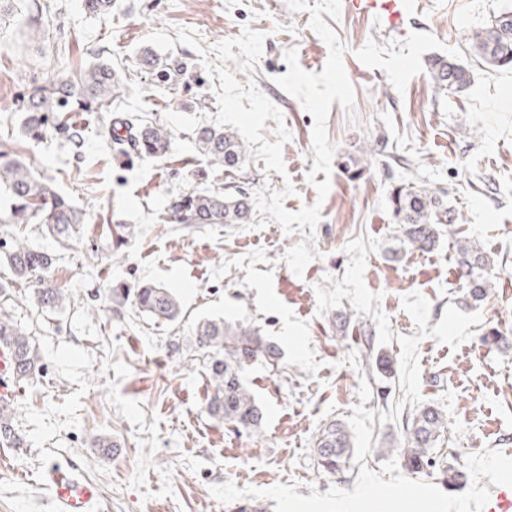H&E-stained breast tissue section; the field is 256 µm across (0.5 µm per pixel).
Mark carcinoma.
<instances>
[{
  "instance_id": "obj_1",
  "label": "carcinoma",
  "mask_w": 512,
  "mask_h": 512,
  "mask_svg": "<svg viewBox=\"0 0 512 512\" xmlns=\"http://www.w3.org/2000/svg\"><path fill=\"white\" fill-rule=\"evenodd\" d=\"M491 25L473 30L468 37L471 50L491 67L512 66V23L502 26L496 36ZM430 77L437 90L462 91L468 84L464 67L445 58L430 63ZM75 104L74 112H95L121 106L117 74L107 64L96 63L81 72L78 81L59 77L47 86L33 88L23 98V127L31 139L45 137L51 129L68 133L71 142L81 146V135L67 121V104ZM107 149L118 157L131 153L153 157L165 155L174 139L170 128L142 120L123 117L105 132ZM195 144L209 162L226 171L241 168L247 155L246 146L231 131L221 127L204 126L197 130ZM0 188L8 200V209L0 210V224H39L46 235L63 246L69 245L84 223L81 210L52 186L51 178L36 176L26 161L16 154L10 144L0 141ZM391 203L397 223L405 236L422 248H432L439 239L437 226L451 227L458 216L448 211V201L434 192L398 187L393 190ZM177 224H248L253 217L250 193L239 189L234 193L210 190L192 191L179 198L172 207ZM460 274L469 279V296L481 300L487 294L491 270L488 256L465 237L456 239ZM13 276L35 284L34 300L47 311L58 309L65 300L64 289L58 287L51 275L55 258L50 253L26 242H16L3 258ZM112 296L131 300L134 307L148 316L177 320L181 304L170 288L142 282L134 288L122 283L112 286ZM7 342L14 356V377L27 382L41 369V357L28 334L0 307V342ZM195 344L207 354V371L212 383L209 410L212 416L231 423L238 430L258 434L264 413L244 384L245 366L262 359H275L277 346L267 341L254 327L224 318L198 321ZM13 402L0 400V442L16 443L11 425ZM409 431L408 448L399 452L412 472H420L429 464V451L448 431L446 418L434 406H423L406 419ZM352 454L349 434L332 424L318 436L314 456L319 467L333 473L346 465Z\"/></svg>"
}]
</instances>
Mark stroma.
Segmentation results:
<instances>
[{"mask_svg": "<svg viewBox=\"0 0 512 512\" xmlns=\"http://www.w3.org/2000/svg\"><path fill=\"white\" fill-rule=\"evenodd\" d=\"M508 9L512 0H409L398 33L377 18L331 21L348 47L355 105L331 106L327 174L312 171V115L276 79L288 71L286 52L318 74L329 48L309 12L286 0H112L100 15L82 0H38L0 23V140L85 214L67 249L39 225L0 224V252L21 239L54 254L52 275L68 298L46 312L32 284L11 288L7 308L35 339L42 371L14 398L23 444L0 446V512H53L39 480L50 463L76 465L99 486L94 512H480L492 489L511 487L512 68L487 67L467 42ZM247 26L265 34L264 53L236 78L254 80L282 113L263 131L271 142L277 124L291 133L282 175L251 156L227 172L198 153L194 132L219 107L197 48L176 45L185 68L169 79L134 66L153 32L190 30L206 48ZM441 56L469 70L465 92L435 91L429 64ZM103 61L124 102L118 113H80L81 150L64 134H23L28 89ZM120 114L170 127V152L113 163L102 133ZM288 183L287 210L320 204L314 232H285L259 213L248 224L170 217L188 190L253 194ZM408 183L445 191L456 230L489 254L484 300L470 299L458 275L455 237L422 250L401 233L389 193ZM110 224L136 235L115 245ZM307 238L317 256L299 276L284 254ZM118 281L173 289L182 317L168 323L116 305L109 287ZM204 317L250 322L280 350L243 373L265 415L259 434L208 412L212 386L194 338ZM492 329L496 348L482 341ZM429 405L447 414L448 430L431 466L413 473L399 453L405 416ZM333 422L349 432L353 454L331 474L313 448ZM97 436L118 453L92 447Z\"/></svg>", "mask_w": 512, "mask_h": 512, "instance_id": "35a3bbf8", "label": "stroma"}]
</instances>
